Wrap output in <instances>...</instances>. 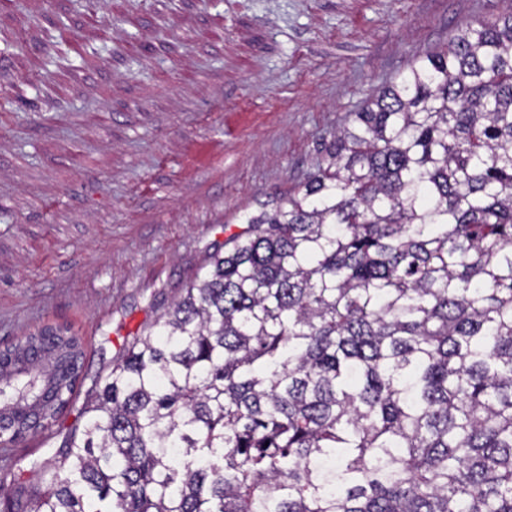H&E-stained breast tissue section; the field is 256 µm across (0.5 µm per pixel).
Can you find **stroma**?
<instances>
[{
    "label": "stroma",
    "mask_w": 512,
    "mask_h": 512,
    "mask_svg": "<svg viewBox=\"0 0 512 512\" xmlns=\"http://www.w3.org/2000/svg\"><path fill=\"white\" fill-rule=\"evenodd\" d=\"M507 0H0V347L83 343V387L298 189L367 97ZM83 404L0 451L40 480Z\"/></svg>",
    "instance_id": "35a3bbf8"
}]
</instances>
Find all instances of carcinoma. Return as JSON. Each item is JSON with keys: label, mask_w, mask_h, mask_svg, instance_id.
I'll use <instances>...</instances> for the list:
<instances>
[{"label": "carcinoma", "mask_w": 512, "mask_h": 512, "mask_svg": "<svg viewBox=\"0 0 512 512\" xmlns=\"http://www.w3.org/2000/svg\"><path fill=\"white\" fill-rule=\"evenodd\" d=\"M85 392L4 512H512V11L419 56ZM80 340L0 349V419Z\"/></svg>", "instance_id": "obj_1"}]
</instances>
